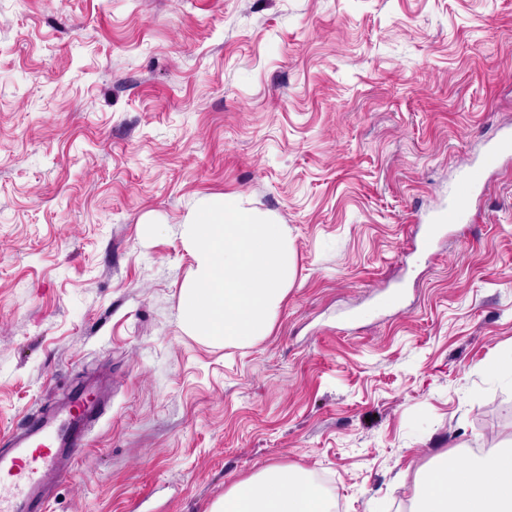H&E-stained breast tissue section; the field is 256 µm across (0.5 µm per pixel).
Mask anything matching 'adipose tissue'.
Wrapping results in <instances>:
<instances>
[{"label": "adipose tissue", "mask_w": 512, "mask_h": 512, "mask_svg": "<svg viewBox=\"0 0 512 512\" xmlns=\"http://www.w3.org/2000/svg\"><path fill=\"white\" fill-rule=\"evenodd\" d=\"M412 512H512V448H487L465 465L439 455L418 473L412 486ZM210 512H335L305 475L280 466L237 483Z\"/></svg>", "instance_id": "adipose-tissue-1"}]
</instances>
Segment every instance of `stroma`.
Segmentation results:
<instances>
[{
	"instance_id": "35a3bbf8",
	"label": "stroma",
	"mask_w": 512,
	"mask_h": 512,
	"mask_svg": "<svg viewBox=\"0 0 512 512\" xmlns=\"http://www.w3.org/2000/svg\"><path fill=\"white\" fill-rule=\"evenodd\" d=\"M509 124L512 0H0V448L102 380L49 512H209L271 465L408 512L402 473L512 441V161L411 252ZM220 195L287 234L250 343L182 324Z\"/></svg>"
}]
</instances>
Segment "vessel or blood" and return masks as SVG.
I'll list each match as a JSON object with an SVG mask.
<instances>
[{"instance_id":"b4317fda","label":"vessel or blood","mask_w":512,"mask_h":512,"mask_svg":"<svg viewBox=\"0 0 512 512\" xmlns=\"http://www.w3.org/2000/svg\"><path fill=\"white\" fill-rule=\"evenodd\" d=\"M511 158L512 130L506 129L449 190L447 209L425 227L426 240L446 227L468 225L472 202L485 187L486 172ZM98 412L97 394L81 391L66 408L29 421L23 434L0 449V512H47L49 484L68 474L72 460L87 445L86 425Z\"/></svg>"}]
</instances>
